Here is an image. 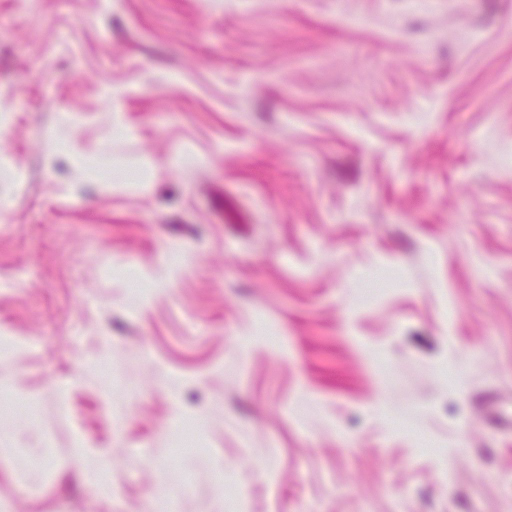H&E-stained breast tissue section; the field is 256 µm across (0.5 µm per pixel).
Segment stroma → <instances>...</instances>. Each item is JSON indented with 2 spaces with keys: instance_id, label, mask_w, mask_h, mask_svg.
Wrapping results in <instances>:
<instances>
[{
  "instance_id": "stroma-1",
  "label": "stroma",
  "mask_w": 512,
  "mask_h": 512,
  "mask_svg": "<svg viewBox=\"0 0 512 512\" xmlns=\"http://www.w3.org/2000/svg\"><path fill=\"white\" fill-rule=\"evenodd\" d=\"M0 512H512V0H0Z\"/></svg>"
}]
</instances>
